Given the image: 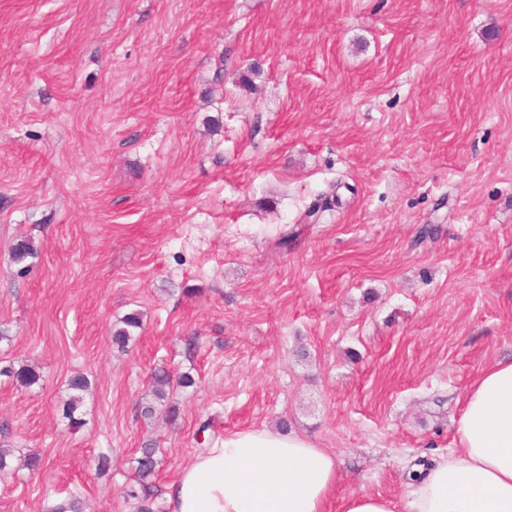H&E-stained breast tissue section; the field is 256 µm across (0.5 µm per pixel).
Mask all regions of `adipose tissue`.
Listing matches in <instances>:
<instances>
[{
	"mask_svg": "<svg viewBox=\"0 0 512 512\" xmlns=\"http://www.w3.org/2000/svg\"><path fill=\"white\" fill-rule=\"evenodd\" d=\"M337 457L295 432L225 435L169 486L171 512H324ZM340 512H512V360L469 385L447 454L411 478L402 503L353 493Z\"/></svg>",
	"mask_w": 512,
	"mask_h": 512,
	"instance_id": "adipose-tissue-1",
	"label": "adipose tissue"
}]
</instances>
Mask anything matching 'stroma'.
Instances as JSON below:
<instances>
[{"label": "stroma", "instance_id": "1", "mask_svg": "<svg viewBox=\"0 0 512 512\" xmlns=\"http://www.w3.org/2000/svg\"><path fill=\"white\" fill-rule=\"evenodd\" d=\"M501 359L512 0H0V368L40 374L0 375L39 459L0 512H136L149 442L169 512L190 458L283 422L338 457L326 512L398 502ZM160 368L194 380L170 420L139 409ZM121 324L113 333L112 340L118 348L125 349L129 341L133 338V333L142 326V315L140 312L133 311L127 313L119 321ZM68 386L72 394L64 409V415L72 426H78L82 422L81 419L76 416V413L82 402L83 392L88 390L89 381L84 375L77 373L70 378ZM340 512H396L398 504L379 494L351 493L340 503Z\"/></svg>", "mask_w": 512, "mask_h": 512}]
</instances>
